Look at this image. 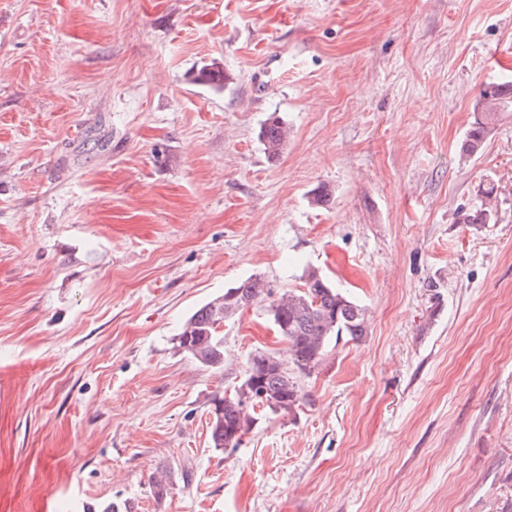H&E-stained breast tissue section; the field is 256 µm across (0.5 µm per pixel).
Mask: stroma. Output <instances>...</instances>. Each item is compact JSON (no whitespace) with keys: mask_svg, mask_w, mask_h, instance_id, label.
<instances>
[{"mask_svg":"<svg viewBox=\"0 0 512 512\" xmlns=\"http://www.w3.org/2000/svg\"><path fill=\"white\" fill-rule=\"evenodd\" d=\"M489 79L512 0H0V512H512V112L462 149ZM311 269L366 336L214 447L287 345L253 306L214 369L183 322ZM287 136L288 129L280 118L267 120L260 130L259 137L268 159L275 160L278 158ZM482 200L479 207L473 212L463 215V223L465 224H490L496 215V193L494 185L487 183L483 185L481 190ZM252 388L245 389L243 383L235 387L234 393L224 397H214L212 403L214 408L211 421V441L217 448H235L240 441L230 444L232 434L236 431L247 433L255 418L247 412L248 408L243 405L245 398Z\"/></svg>","mask_w":512,"mask_h":512,"instance_id":"1","label":"stroma"}]
</instances>
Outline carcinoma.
<instances>
[{"mask_svg": "<svg viewBox=\"0 0 512 512\" xmlns=\"http://www.w3.org/2000/svg\"><path fill=\"white\" fill-rule=\"evenodd\" d=\"M196 81L221 86L228 77L219 69L202 66ZM491 91L481 90L474 109V121L465 134L463 150L469 155L478 153L492 131V122L503 112H512V83L493 81ZM288 129L280 118L267 120L260 130V140L270 160L278 158L287 139ZM482 200L474 211L463 215L465 224H489L496 215L494 185L487 183L481 190ZM267 303V313L278 334L287 343L288 360L258 352L256 388L238 385L234 393L212 399L211 441L216 448H236L232 434L248 432L255 418L247 412L243 398L250 392H264L271 404L266 410L287 415L301 400L298 377L320 366L329 345L345 336L359 341L367 331V311L349 296L333 287L316 270L305 274L304 288L287 291L272 298L263 279L250 277L236 287L224 291L200 307L183 324L176 336L177 348L199 363L212 368L224 364V336L220 328L224 321L239 311Z\"/></svg>", "mask_w": 512, "mask_h": 512, "instance_id": "1", "label": "carcinoma"}]
</instances>
